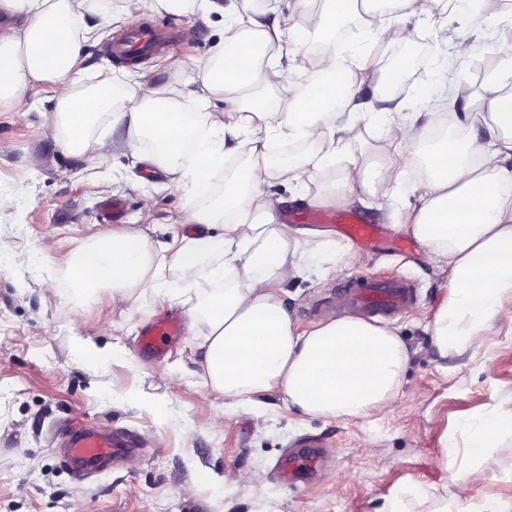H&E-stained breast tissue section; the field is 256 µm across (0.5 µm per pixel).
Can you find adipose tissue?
I'll list each match as a JSON object with an SVG mask.
<instances>
[{"mask_svg": "<svg viewBox=\"0 0 512 512\" xmlns=\"http://www.w3.org/2000/svg\"><path fill=\"white\" fill-rule=\"evenodd\" d=\"M148 2L158 13L198 12L238 27L231 48L214 46L210 60L199 65L197 87L187 93L191 99L207 93L222 103L206 131H199L183 101L161 87L139 85L131 106L99 89L72 93L94 34L86 18L100 11V0H0L1 13L22 19L17 26H0V107L21 99L32 84H57L48 136L65 133L68 150L93 158L99 142L90 127L96 117L111 115L113 124L125 127L130 145L152 142L145 163L174 175L177 191L186 174L194 184H205L223 160L226 139L244 129L261 131L272 117L289 139L308 149L275 160L257 152L240 173L225 179L219 206L189 214L191 233L156 241L143 227L130 225L93 246H78L72 260L76 288L87 295L108 288L126 300L149 290L163 302L208 275L217 287L195 310L208 327L202 347L213 389L242 403L277 392L305 415L366 421L398 396L408 352L393 328L358 316L336 315L300 329L286 303L285 281L305 272L328 275L355 254L314 230L278 223L266 191L275 175L292 173L330 179L333 200L362 201L372 185L367 158L354 156L341 170L333 168L350 141L349 127L338 124L336 111L355 109L359 86L340 67L331 42L315 57L319 79L300 110L279 111L256 93L287 82L276 59L293 54V32L308 24L331 34L355 23L357 0H327L318 14L307 11V0H298V14L269 25L247 15L240 0ZM496 54L499 65L485 82V134L462 139L451 130L428 148L425 129L399 111L394 88L404 65L374 80L378 100L392 112L386 129L392 150L385 162L392 183L400 184L407 166L421 172L419 204L405 208L399 227L450 277L431 326L432 344L443 358L477 353L490 328L512 325V39H499ZM214 224L221 225L220 234L210 233ZM504 431L512 432V415L487 418L471 437L469 452L476 461L451 477L456 512H475L467 493L497 470L492 443Z\"/></svg>", "mask_w": 512, "mask_h": 512, "instance_id": "1", "label": "adipose tissue"}]
</instances>
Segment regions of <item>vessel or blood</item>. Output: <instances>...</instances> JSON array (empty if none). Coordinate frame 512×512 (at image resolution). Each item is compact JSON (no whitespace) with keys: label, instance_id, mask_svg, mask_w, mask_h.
<instances>
[{"label":"vessel or blood","instance_id":"b4317fda","mask_svg":"<svg viewBox=\"0 0 512 512\" xmlns=\"http://www.w3.org/2000/svg\"><path fill=\"white\" fill-rule=\"evenodd\" d=\"M166 40L158 29L138 24L130 26L110 47L115 58L129 60L152 53ZM313 224L336 225L339 234L362 246H371L377 227L361 213L347 209L326 208L307 214ZM417 287L409 280L397 278H370L357 276L337 284L336 303L339 308L354 313L389 314L413 306ZM180 333L177 319L156 322L140 336V344L153 353H162L169 342ZM66 463L76 471L92 470L107 461L132 452L139 446L135 434L125 431H105L94 425L70 429L61 434ZM318 444L313 440L302 443L301 451L294 453L282 465L285 479L302 478L318 459Z\"/></svg>","mask_w":512,"mask_h":512}]
</instances>
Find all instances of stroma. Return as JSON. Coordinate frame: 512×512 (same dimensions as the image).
I'll list each match as a JSON object with an SVG mask.
<instances>
[{"mask_svg":"<svg viewBox=\"0 0 512 512\" xmlns=\"http://www.w3.org/2000/svg\"><path fill=\"white\" fill-rule=\"evenodd\" d=\"M496 2L486 0L480 10L477 0H464L461 13L449 19L433 6L430 15L408 18L411 42L392 45L370 39L384 16L359 18L357 43L364 54L352 56L351 64L360 67L366 58L384 69L403 61L402 110L409 116L427 111L423 93L435 88L450 41L471 20L482 24L476 58L494 55L503 35L500 18L512 8V0L502 8ZM111 5L89 19L96 39L82 63L83 84L120 96L137 82L180 96L191 75L185 62L206 59L231 36L229 28L195 14H156L147 0ZM139 22L171 31L173 41L133 65L105 54L116 34ZM443 24L449 41L440 44L434 32ZM310 59L304 50L285 59L286 85L264 89V96L297 106ZM471 69L455 65L436 117L466 107L482 118L483 84ZM57 94L55 85L43 82L0 112V198L7 201L0 208V512H387L396 497L406 512L454 504L450 472L468 463L471 430L490 411L512 409V332L491 330L474 358L436 353L430 328L448 293V274L427 261L421 243L406 252L391 246L402 236L395 227L400 207L416 200L415 169L407 168L398 194H388L381 183L358 207L381 225L379 249H357L356 260L328 278L298 277L285 285L288 307L305 329L334 316L331 291L352 276L417 284L413 308L375 317L396 329L409 354L397 399L363 425L290 411L276 392L256 405H240L209 385L203 365L207 324L191 310L212 291L207 279L162 304L149 292L122 301L108 290L95 296L74 290L73 249L113 231L98 220L105 199H123L126 223L155 227L160 240L185 232L183 218L203 199L191 189L173 193L170 175L142 162L146 146L131 147L126 130L108 115L91 127L100 142L98 158L71 153L63 138L46 137L43 125ZM357 101L375 118L351 120L349 152L365 150L383 160L390 149L384 105L367 83ZM172 315L182 318L183 332L166 354L139 346L146 326ZM89 347L96 357L86 355ZM87 423L136 432L145 446L118 465L78 477L63 462L59 433ZM306 435L328 444L325 466L307 481L281 483L276 464ZM494 452L499 469L472 490L474 504L512 502V433L497 437ZM228 472L237 476L236 486H225Z\"/></svg>","mask_w":512,"mask_h":512,"instance_id":"35a3bbf8","label":"stroma"}]
</instances>
